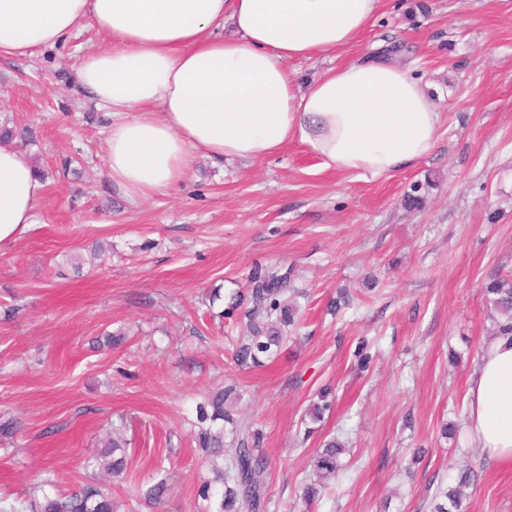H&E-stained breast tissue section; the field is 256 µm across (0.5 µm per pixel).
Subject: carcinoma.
Listing matches in <instances>:
<instances>
[{
    "mask_svg": "<svg viewBox=\"0 0 512 512\" xmlns=\"http://www.w3.org/2000/svg\"><path fill=\"white\" fill-rule=\"evenodd\" d=\"M251 283L253 307L247 312L250 336L236 349V361L241 366L260 363L259 355H272L288 340L285 328L297 323V306L282 303L277 296L285 291L274 274L257 269ZM494 321L495 336L512 335V275L492 274L482 288ZM228 392L221 389L207 395L196 407V420L191 423L193 442L202 460L212 464L213 477L201 484L199 496L210 503L208 512H264L267 488V462L261 448V432L248 422L234 423L224 409ZM234 425L233 455L225 464L215 460L224 458V428L218 422ZM127 442L120 436L112 437L106 449L90 454L85 468L91 471L108 456L112 462L108 470L112 478H119L127 468L125 448ZM344 445L336 439L324 444L311 459V466L319 480H307L302 485V498L307 502L320 499L327 485L323 478H336L342 469L340 457ZM476 480L475 471L468 467L458 472L454 483L436 490L439 502L433 512H465L464 501ZM167 490L166 478H160L147 487L142 500L150 505L159 504ZM31 512H115L112 495L94 484H86L77 491L56 496H44L30 503Z\"/></svg>",
    "mask_w": 512,
    "mask_h": 512,
    "instance_id": "obj_1",
    "label": "carcinoma"
}]
</instances>
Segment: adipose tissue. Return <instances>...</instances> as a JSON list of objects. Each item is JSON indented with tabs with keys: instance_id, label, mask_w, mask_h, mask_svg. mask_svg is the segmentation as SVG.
<instances>
[{
	"instance_id": "adipose-tissue-1",
	"label": "adipose tissue",
	"mask_w": 512,
	"mask_h": 512,
	"mask_svg": "<svg viewBox=\"0 0 512 512\" xmlns=\"http://www.w3.org/2000/svg\"><path fill=\"white\" fill-rule=\"evenodd\" d=\"M384 0H0V57L31 55L90 25L81 87L115 120L105 166L132 199L169 192L197 156L267 159L303 146L324 168L384 177L433 148L440 114L411 66L383 55L300 85L288 61L349 48ZM44 185L0 146V243L35 222ZM466 432L512 464V339L484 345L469 379Z\"/></svg>"
}]
</instances>
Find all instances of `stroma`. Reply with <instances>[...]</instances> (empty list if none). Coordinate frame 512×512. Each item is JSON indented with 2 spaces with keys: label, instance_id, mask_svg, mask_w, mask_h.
I'll return each instance as SVG.
<instances>
[{
  "label": "stroma",
  "instance_id": "1",
  "mask_svg": "<svg viewBox=\"0 0 512 512\" xmlns=\"http://www.w3.org/2000/svg\"><path fill=\"white\" fill-rule=\"evenodd\" d=\"M105 45L83 28L0 59V126L43 175L36 222L0 243V503L88 482L112 428L122 481L98 479L117 512H202L208 470L189 432L210 392L240 395L234 419L263 434L265 512H431L439 484L475 469L468 512H512V468L466 436L467 382L494 323L481 283L512 273V0H385L348 49L289 62L300 83L390 51L441 114L433 149L386 177L323 168L291 144L256 162L198 156L183 183L128 198L104 162L110 111L76 81ZM423 185L425 203L404 197ZM288 281L301 321L277 359L241 367L250 277ZM332 388L330 412L306 411ZM346 445L322 501L300 485L324 442ZM419 463H412L416 449ZM168 474L162 504L139 490ZM127 442L121 436H114L109 441L106 449L102 451L93 452L85 460V468L87 470L95 471L101 465L100 461L102 458L111 456L112 462L108 464L107 469L110 470V474L113 479L119 478L127 468V462L125 458V448Z\"/></svg>",
  "mask_w": 512,
  "mask_h": 512
}]
</instances>
